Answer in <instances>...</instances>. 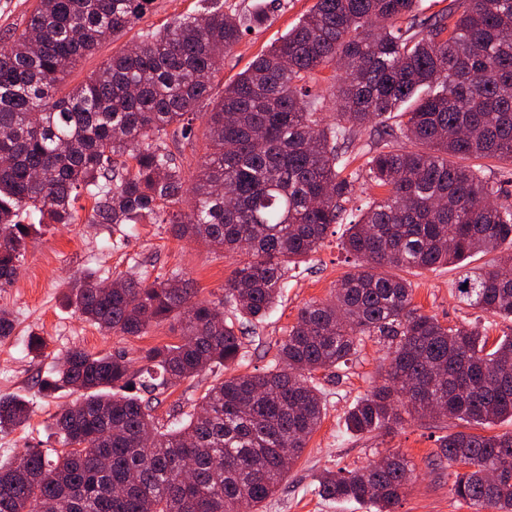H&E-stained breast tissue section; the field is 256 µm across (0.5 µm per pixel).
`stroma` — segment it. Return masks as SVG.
<instances>
[{
    "label": "stroma",
    "mask_w": 512,
    "mask_h": 512,
    "mask_svg": "<svg viewBox=\"0 0 512 512\" xmlns=\"http://www.w3.org/2000/svg\"><path fill=\"white\" fill-rule=\"evenodd\" d=\"M313 3L314 0H279L266 23L246 33L225 55L217 85L233 81ZM197 4L198 0H152L148 12L131 31L102 44L79 64L71 76L72 83H80L113 53ZM345 230V225H332L306 269L288 278L268 319L254 333L244 336V358L232 366V373L266 372L300 308L310 300L327 298L338 280L350 271L352 263L342 248ZM237 265V255L176 239L165 224L112 228L83 221L68 227L49 226L29 247L14 285L0 290V308L10 311L15 323L12 336L0 341V394L19 395L32 404L31 418L25 426L0 433V459L8 460L27 448L56 447L57 441L48 429L50 417L58 405L72 402L76 395L62 391L57 397L43 398L37 394L35 383L68 350L79 347L94 353H122L134 359L142 349L174 342L179 334L172 321L152 328L140 338L103 333L63 303L68 282L76 272L91 270L109 282L139 273L153 278L176 269L189 279L198 298L214 300L222 297L224 285ZM458 277L457 270L451 267L411 274L415 304L446 325L481 318L479 310L457 298ZM32 333L47 340L42 356H32L26 348ZM387 369L384 347L371 338L365 340L359 355L348 365L314 373L313 381L323 392L325 415L263 512H369L365 504L320 497L317 477L327 471L362 468L389 450L404 454L416 467V477L402 496L397 512H470L451 494L454 470L438 455L440 438L456 429L453 422L429 417L411 419L388 436L359 437L347 431L345 412L383 382ZM224 373L220 369L205 371L170 387L159 395L154 416L164 423L170 414L189 412Z\"/></svg>",
    "instance_id": "stroma-1"
}]
</instances>
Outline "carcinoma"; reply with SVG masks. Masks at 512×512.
I'll use <instances>...</instances> for the list:
<instances>
[{"label":"carcinoma","instance_id":"cac0c4a2","mask_svg":"<svg viewBox=\"0 0 512 512\" xmlns=\"http://www.w3.org/2000/svg\"><path fill=\"white\" fill-rule=\"evenodd\" d=\"M147 0H36L23 29L0 37V289L14 284L28 244L50 224H167L239 255L217 300H192L182 273L121 276L101 288L74 276L67 306L100 331L139 337L175 321L180 340L122 354L75 347L36 381L51 398L80 393L52 416L61 448L0 461V512H260L324 415L318 370L352 360L364 337L388 349L385 382L345 412L348 431H394L403 414L490 427L512 421V336L487 349L486 328L448 326L413 303L411 273L459 265L512 246V0H450L424 17L419 0H315L277 43L219 96L224 54L267 19L215 3L186 11L69 86L78 63L122 35ZM343 71L336 115L309 81ZM208 152L196 169L172 146ZM379 140L347 171L357 131ZM472 160L457 165L452 157ZM387 195L365 203L344 248L357 263L331 299L311 301L258 375L217 381L186 419L155 421L150 396L243 358L242 336L281 298L284 280L340 223L356 184ZM192 195V217L173 209ZM468 270L458 298L512 319V274ZM30 418L29 402L0 395V433ZM456 467L452 491L473 512H512V431L467 430L440 440ZM193 465L186 483L181 463ZM415 467L392 452L319 476L322 496L396 512Z\"/></svg>","mask_w":512,"mask_h":512}]
</instances>
